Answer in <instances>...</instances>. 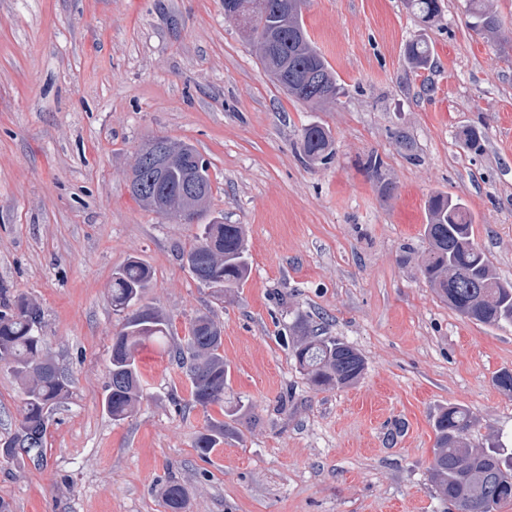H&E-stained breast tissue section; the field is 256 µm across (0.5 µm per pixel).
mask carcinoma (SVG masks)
Returning <instances> with one entry per match:
<instances>
[{"instance_id":"cac0c4a2","label":"carcinoma","mask_w":512,"mask_h":512,"mask_svg":"<svg viewBox=\"0 0 512 512\" xmlns=\"http://www.w3.org/2000/svg\"><path fill=\"white\" fill-rule=\"evenodd\" d=\"M472 27L491 37L499 36L501 23L485 0H469ZM412 14L424 24L440 17V0H406ZM246 33L256 48L266 72L276 69L288 79V97L309 104L334 102L342 93L325 58L312 45L303 15L285 17L282 0H266ZM407 56L415 69L431 64L429 45L413 41ZM300 146L313 164L329 165L336 154L331 133L318 123L302 128ZM181 152L169 165L162 187L174 189L197 175L204 162L196 148L179 143ZM426 247L421 272L427 283L448 306L462 317L488 325L512 324V283L494 273L485 253L474 243L471 220L464 205L443 194L428 201ZM195 279L222 294L239 287L248 277L249 265L242 226L214 220L201 225L196 243L183 255ZM151 280L149 266L139 258L129 259L112 277V310L125 314L109 349V382L103 400L114 421L130 417L143 398L142 377L136 365L137 348L169 332V321L157 308L143 302ZM40 306L24 295L7 297L0 288V365L12 369L22 385V417L17 430L0 441V457L13 459L42 453L49 414L65 393L66 384L54 360L42 345ZM296 363L316 390L339 389L355 384L366 364L349 343L322 336L308 324L297 325L292 351ZM173 360L186 373L192 403L202 409L224 402L228 370L224 366L221 327L206 313L194 318L187 343L173 352ZM474 419L462 406L444 409L434 420L436 435L430 482L454 512H497L512 502V455L498 441L485 448H472L467 436ZM226 424L211 423L199 435L196 448L209 453L224 442ZM169 512H184L187 492L172 483L161 494Z\"/></svg>"}]
</instances>
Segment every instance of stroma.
Wrapping results in <instances>:
<instances>
[{
  "label": "stroma",
  "mask_w": 512,
  "mask_h": 512,
  "mask_svg": "<svg viewBox=\"0 0 512 512\" xmlns=\"http://www.w3.org/2000/svg\"><path fill=\"white\" fill-rule=\"evenodd\" d=\"M488 4L495 40L470 27L467 0H445L429 27L404 0H308L305 26L345 89L313 105L270 80L224 0H0V285L42 307L66 383L42 461L0 459L10 512H166L170 482L187 512H448L428 476L439 413H473L472 447L512 445V395L494 382L512 371V325L461 317L421 273L427 201L442 192L512 282V0ZM417 39L429 69L405 57ZM312 122L335 140L329 165L299 151ZM470 126L481 150L462 144ZM155 136L196 147L205 218L244 229L250 275L226 297L182 262L197 225L130 191ZM133 256L170 329L139 347L144 398L115 422L102 405L123 321L110 291ZM203 312L223 327L229 372L223 405L205 409L167 355ZM299 319L362 353L356 384L310 388L291 358ZM231 413L235 432L200 455L209 420ZM21 414L0 366V439ZM162 501L168 512H184L187 504V492L181 484L167 485L161 494Z\"/></svg>",
  "instance_id": "1"
}]
</instances>
